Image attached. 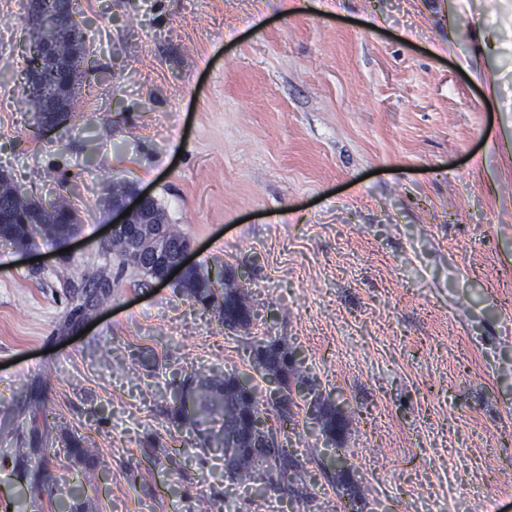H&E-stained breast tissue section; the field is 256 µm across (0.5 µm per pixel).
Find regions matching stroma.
Returning <instances> with one entry per match:
<instances>
[{
	"label": "stroma",
	"mask_w": 512,
	"mask_h": 512,
	"mask_svg": "<svg viewBox=\"0 0 512 512\" xmlns=\"http://www.w3.org/2000/svg\"><path fill=\"white\" fill-rule=\"evenodd\" d=\"M78 3L93 69L45 132L25 0L0 7V171L36 201L69 188L80 220L34 262L0 240V448L53 451L43 482L0 460V512H512V0ZM113 180L238 278L247 327L119 269ZM101 274L112 297L75 335ZM282 336L305 382L268 424L293 481L260 492L174 395L255 375ZM317 399L344 433L321 432Z\"/></svg>",
	"instance_id": "35a3bbf8"
}]
</instances>
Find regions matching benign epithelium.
Returning <instances> with one entry per match:
<instances>
[{"label":"benign epithelium","instance_id":"7a95c632","mask_svg":"<svg viewBox=\"0 0 512 512\" xmlns=\"http://www.w3.org/2000/svg\"><path fill=\"white\" fill-rule=\"evenodd\" d=\"M59 8L49 16L41 0H28L23 22L32 31L28 52L27 80L24 92L38 98L41 106L35 111L41 131L66 125L76 112L78 80L89 70L92 50L84 27L73 10V0H55ZM54 36L43 37L46 26ZM133 192L121 199L104 202L112 209L116 224L112 225L111 241L123 245L122 265L140 270L150 284L182 285L185 274L198 268L189 262L193 251L190 239L174 245L163 231L167 223L165 211L150 195L136 203L127 202Z\"/></svg>","mask_w":512,"mask_h":512}]
</instances>
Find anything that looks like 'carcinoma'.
<instances>
[{"label": "carcinoma", "instance_id": "carcinoma-1", "mask_svg": "<svg viewBox=\"0 0 512 512\" xmlns=\"http://www.w3.org/2000/svg\"><path fill=\"white\" fill-rule=\"evenodd\" d=\"M64 191L66 187L63 186L55 194L53 211L49 212L28 196H17L9 185L0 183V208L17 213L25 211L37 220L35 224H4L0 226V238L31 250L38 247L40 241L60 245L75 235L79 218ZM182 290L204 307L219 305L225 326L245 328L250 324L249 296L234 276L225 272L211 281L203 270H192L184 277ZM256 366L264 375L280 380L282 394L273 405L277 410L287 409L292 402L290 381L298 375L288 338L282 336L271 346L258 347ZM239 381L237 375L219 378L194 375L189 391L195 412L181 411L179 418L183 424L198 431L208 424L222 423V429L213 435L212 443L221 445L223 451L237 444L255 449L253 453L224 458L230 479L240 482L261 479L267 487L279 488L288 479V473L285 468L275 467V463L288 456V449L279 446L273 453L264 451L274 440L273 430L265 426V418L261 417L258 393H253L252 401H245L239 391ZM317 419L321 431L329 437L346 427L336 408L327 403L318 404Z\"/></svg>", "mask_w": 512, "mask_h": 512}]
</instances>
